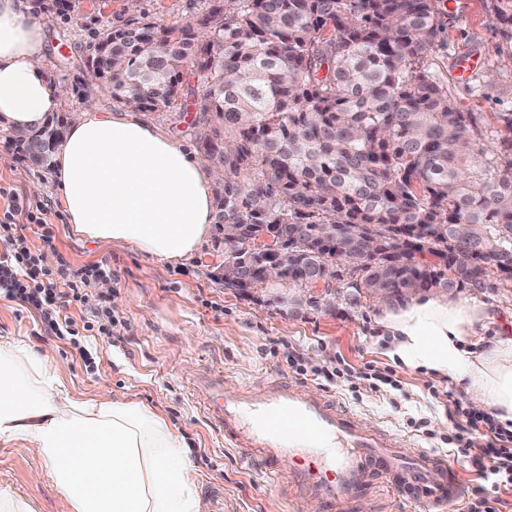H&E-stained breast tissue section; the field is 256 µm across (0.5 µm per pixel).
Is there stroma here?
<instances>
[{
  "label": "stroma",
  "mask_w": 512,
  "mask_h": 512,
  "mask_svg": "<svg viewBox=\"0 0 512 512\" xmlns=\"http://www.w3.org/2000/svg\"><path fill=\"white\" fill-rule=\"evenodd\" d=\"M28 14L37 15L48 35L45 74L62 88L60 115L81 117L85 109L120 110V103L92 80L85 66L87 49L104 20L119 26L132 19L159 25L184 23L197 14L198 0H76L71 11L37 12L24 0ZM444 33L425 65L448 90L449 98L472 113L484 142L492 147L512 140V37L505 36L486 0H441ZM475 61L461 75L465 61ZM196 106L146 113V120L195 150L191 120ZM39 184L36 199L56 236L57 256L75 266L106 260L112 266V293L122 300L113 306L111 335L88 338L101 362L86 372L67 341L41 334L40 326L23 307L0 298V340H26L50 354L58 373L78 397H91L100 388L150 408L177 429L189 445L199 477L203 512L223 494L234 512H287L278 484L264 481L257 463L224 445L223 428L203 415L191 383L207 369L224 376V391L239 394L265 380L293 378L289 356L299 357L309 390L335 394L339 403L366 424H382L409 444L433 451L455 466L463 482L462 502L445 512H467L468 503L485 492L494 512H512V489L485 487L448 443L453 423L448 401L474 407L471 393L453 376L405 368L389 355L387 336L376 321L381 308L367 290H354L343 281L311 291L292 284L238 290L225 287L213 260L214 236H207L190 257L171 264L131 246L112 245L76 235L57 197L52 171L33 165L0 134V186L28 195ZM451 299H480L495 320L483 330L492 339L497 327L512 329V284H496L481 292L460 288ZM371 364L394 370L397 387L371 389L360 370ZM332 371L325 379L323 371ZM34 454L0 443V488L27 500L34 512H70L57 486L40 475Z\"/></svg>",
  "instance_id": "35a3bbf8"
}]
</instances>
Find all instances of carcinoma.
<instances>
[{
  "instance_id": "cac0c4a2",
  "label": "carcinoma",
  "mask_w": 512,
  "mask_h": 512,
  "mask_svg": "<svg viewBox=\"0 0 512 512\" xmlns=\"http://www.w3.org/2000/svg\"><path fill=\"white\" fill-rule=\"evenodd\" d=\"M490 8L511 31L512 0ZM441 33L436 0H202L184 24L106 21L95 68L144 112L179 107L184 73L197 78V148L224 169L213 224L302 227L288 283L348 276L399 296L512 282V149L472 152L474 117L424 65ZM42 131L8 139L47 170L58 147Z\"/></svg>"
}]
</instances>
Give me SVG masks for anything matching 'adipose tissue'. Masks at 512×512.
I'll list each match as a JSON object with an SVG mask.
<instances>
[{
    "mask_svg": "<svg viewBox=\"0 0 512 512\" xmlns=\"http://www.w3.org/2000/svg\"><path fill=\"white\" fill-rule=\"evenodd\" d=\"M44 25L23 0H0V119L27 131L58 112L44 77ZM60 202L75 234L132 245L177 262L212 222L217 175L138 109L83 112L55 159ZM482 302L420 295L385 308L389 354L410 369L453 375L512 424V336L484 341ZM0 442L41 460L71 512H202L183 437L158 414L123 398L73 396L48 354L21 339L0 342Z\"/></svg>",
    "mask_w": 512,
    "mask_h": 512,
    "instance_id": "1",
    "label": "adipose tissue"
}]
</instances>
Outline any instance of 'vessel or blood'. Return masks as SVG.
Masks as SVG:
<instances>
[{
    "label": "vessel or blood",
    "instance_id": "b4317fda",
    "mask_svg": "<svg viewBox=\"0 0 512 512\" xmlns=\"http://www.w3.org/2000/svg\"><path fill=\"white\" fill-rule=\"evenodd\" d=\"M197 394L225 441L258 458L264 478L286 481L297 499L312 496L343 508L378 475L409 512H442L461 498L457 470L447 460L408 447L391 429L360 423L336 399L299 382L271 379L261 389L228 396L222 377L207 373L197 380ZM288 459L293 465L287 469Z\"/></svg>",
    "mask_w": 512,
    "mask_h": 512
}]
</instances>
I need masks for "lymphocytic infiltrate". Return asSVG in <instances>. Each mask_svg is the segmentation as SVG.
<instances>
[{"label": "lymphocytic infiltrate", "instance_id": "obj_1", "mask_svg": "<svg viewBox=\"0 0 512 512\" xmlns=\"http://www.w3.org/2000/svg\"><path fill=\"white\" fill-rule=\"evenodd\" d=\"M0 197L7 200L0 209V239L6 243V251L0 255V296L35 313L44 332L68 341L84 366L96 369L97 360L83 341L90 332L100 336L111 333L112 313L105 299L93 293L94 282L111 276L110 265L100 261L78 268L65 260L53 268L39 265L27 237L12 218L15 212L27 211L30 222L39 228L42 248L52 250L56 237L44 219V208L1 186ZM448 413L456 420L449 443L461 449L480 479L491 480L496 488H511L512 430L500 427L491 415L462 410L455 401L449 402ZM478 430L485 433L481 445L473 439Z\"/></svg>", "mask_w": 512, "mask_h": 512}]
</instances>
